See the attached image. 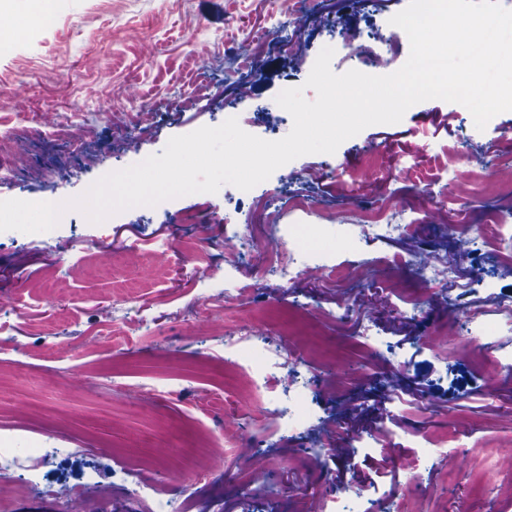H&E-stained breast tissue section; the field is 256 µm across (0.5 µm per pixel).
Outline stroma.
Segmentation results:
<instances>
[{
    "label": "stroma",
    "mask_w": 512,
    "mask_h": 512,
    "mask_svg": "<svg viewBox=\"0 0 512 512\" xmlns=\"http://www.w3.org/2000/svg\"><path fill=\"white\" fill-rule=\"evenodd\" d=\"M408 0H299L306 31L292 54L281 50L293 26L274 0H8L1 11L15 19L0 32V121L12 135L7 152L26 156L25 167L0 177V200L43 202L82 195L102 176L162 154L168 140L203 126L237 118L243 130L266 140L285 137L277 95L303 86L323 47L335 50L333 72L356 68L359 51L379 55L375 72L386 75L404 65L408 41L386 43L379 31ZM47 10L48 18L28 22V14ZM199 26L187 31L185 22ZM341 28L347 43L333 40ZM151 32L158 50L144 59L139 39ZM251 44L253 71L260 73L250 96L238 85L250 75L234 70L242 41ZM152 105L153 131L132 130L143 105ZM50 109L62 115L65 134L37 132L20 112ZM111 113L104 121L103 113ZM446 127H439V120ZM393 136L382 149L375 182L359 179L370 144ZM425 150L445 160L453 156L481 163L487 155L512 161V111L477 129L462 105L427 100L410 107L396 124L372 125L344 141L332 154H309L278 168L248 191L224 185L217 193H198L138 206L99 224L72 211L68 223L40 233L0 232V307L23 308L0 334V446L22 454L57 447L63 454L44 464L43 482L60 480L85 488L91 512H151V501L129 490L136 463L152 462L145 479L173 490L177 512H329L333 497L349 502L404 505L421 497L426 512H512V329L501 327L498 298L512 294V266L497 264L496 249L484 237L488 213L512 223V196L456 194L441 172L429 188L397 182L394 173L410 155ZM301 194L309 208L288 207L289 193ZM400 197L405 208L396 223H414L406 239L369 241L356 227L361 212ZM289 226L287 247L295 259L305 251L322 263L347 268L339 282L320 273L279 287L268 277L253 285L249 262L231 265L233 240L262 236L272 211ZM232 216L235 238L224 233ZM459 226L448 235V226ZM140 245L127 257L118 249ZM198 250L202 274L185 278L175 249ZM444 251L461 258V278L451 288L422 287L413 267L399 255L429 257ZM385 259L383 271L373 260ZM138 283L147 310L144 326L120 347H81L106 323L124 326L125 310L112 304L114 277ZM78 289L69 301L56 290ZM231 292L226 309L206 311V300ZM418 300L421 315L404 314ZM347 304V318L336 316ZM268 307L293 308L316 322L323 354L300 358L302 371L318 385L307 410L317 434L344 423L365 437L359 450L308 455L311 439L287 421L257 416L239 407L233 374L224 370V344L238 319ZM375 325L378 345H363L362 316ZM395 348L401 365L381 366L380 345ZM54 349L45 358L42 347ZM128 384L172 385L173 395L146 402L147 417L113 408V380ZM219 390L220 409L204 399ZM471 415L458 451V470L449 474L440 461L421 466L417 483L406 472L397 482L366 477L387 449L411 456L418 443L433 437L458 411ZM262 446L268 460L257 492L245 462L199 476L197 467L223 444L225 428ZM490 454L474 456L477 448ZM487 468V489L474 493L467 476Z\"/></svg>",
    "instance_id": "1"
}]
</instances>
